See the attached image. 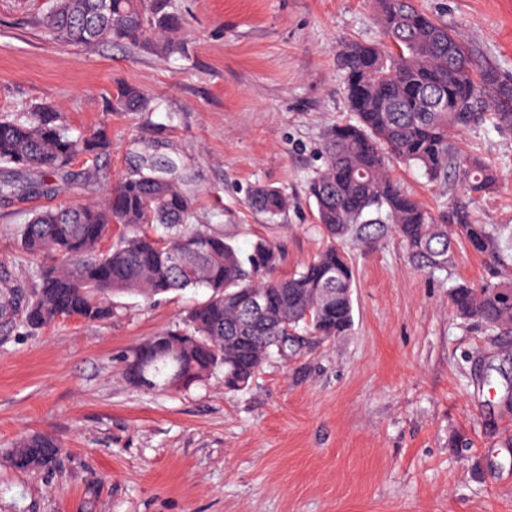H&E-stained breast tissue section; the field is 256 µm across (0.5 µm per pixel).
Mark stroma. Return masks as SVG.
Instances as JSON below:
<instances>
[{"mask_svg":"<svg viewBox=\"0 0 512 512\" xmlns=\"http://www.w3.org/2000/svg\"><path fill=\"white\" fill-rule=\"evenodd\" d=\"M459 33L480 64L512 78V0H415ZM47 0H0V114L51 103L73 134L112 137L96 187L58 200L0 206V261L34 283L41 258L17 225L56 201H101L130 166L132 140L189 166L193 223L242 251L277 244L279 273L310 261L325 240L307 184L323 166L326 131L350 117L342 43L376 41L373 0H171L179 52L124 45L88 49L49 40ZM135 85L152 112H117ZM459 149L500 169L498 192L475 200L477 223L512 230V136L492 126L456 134ZM394 177L433 214L448 189L421 171ZM281 188L275 220L252 210L251 188ZM355 272L346 335L307 337L270 359L249 388L221 378L181 392L126 381L118 357L175 325L204 292L114 300L111 320L66 319L0 343V512H512V340L456 318L455 285L512 279L455 244L446 273L414 265L397 237L347 244ZM33 433L62 448L51 472H20L6 454Z\"/></svg>","mask_w":512,"mask_h":512,"instance_id":"obj_1","label":"stroma"}]
</instances>
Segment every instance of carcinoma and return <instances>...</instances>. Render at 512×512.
<instances>
[{
	"mask_svg": "<svg viewBox=\"0 0 512 512\" xmlns=\"http://www.w3.org/2000/svg\"><path fill=\"white\" fill-rule=\"evenodd\" d=\"M382 40L351 41L339 53L351 120L325 137L324 166L308 182L316 220L330 240L294 273L274 278L278 247L257 240L245 255L208 224L192 225L197 191L190 170L176 159L140 147L130 171L104 200L63 204L33 214L16 228L20 247L48 254L28 287L0 267V327L37 332L61 320L102 322L112 317V297L148 299L204 288L208 296L189 306L178 325L129 351L126 379L138 384L143 364L153 390L183 391L224 376V389L249 387L263 365L300 347L304 330L323 339L340 336L353 322V269L338 243H371L389 233L404 243L418 265L446 271L453 238L495 262L508 257L500 228L476 224L467 206L452 207L451 223L437 222L390 174L395 163L415 166L431 183L480 196L495 191L499 174L477 156L457 149L453 131L487 121L512 134V79L483 69L461 35L416 8L413 0H375ZM49 39L85 48L127 43L166 55L180 28L170 0H49L42 17ZM123 112H151V98L134 86L116 90ZM105 128L74 136L66 116L49 104L0 116V204L54 198L66 183H100L97 160L110 153ZM83 155L94 166L70 170ZM249 206L273 220L288 208L278 187L259 184ZM114 224L128 229L103 252ZM263 294L268 305L248 311ZM453 309L491 331L512 334V282L459 284ZM19 470L51 471L60 446L45 433L26 436L7 456Z\"/></svg>",
	"mask_w": 512,
	"mask_h": 512,
	"instance_id": "1",
	"label": "carcinoma"
}]
</instances>
